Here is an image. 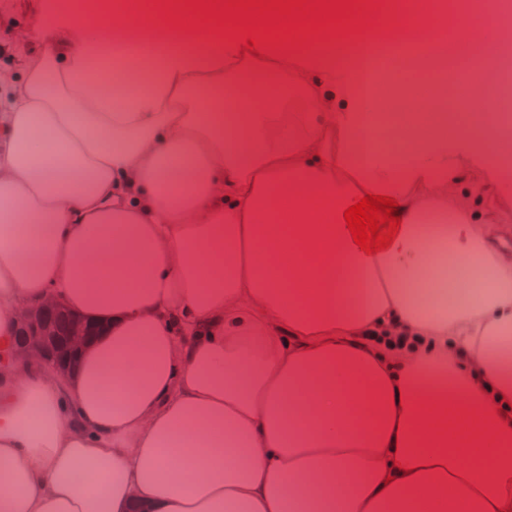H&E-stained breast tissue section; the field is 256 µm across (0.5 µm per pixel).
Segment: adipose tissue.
<instances>
[{
	"instance_id": "1",
	"label": "adipose tissue",
	"mask_w": 512,
	"mask_h": 512,
	"mask_svg": "<svg viewBox=\"0 0 512 512\" xmlns=\"http://www.w3.org/2000/svg\"><path fill=\"white\" fill-rule=\"evenodd\" d=\"M504 48L498 0L469 18ZM152 38L60 11L0 67V512H512L511 170L502 104L376 150L366 51L164 42L143 88L95 68ZM274 76L270 110L209 107ZM399 203L366 253L344 213ZM267 259H260V252ZM103 325L60 374L17 309Z\"/></svg>"
}]
</instances>
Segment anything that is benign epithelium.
I'll use <instances>...</instances> for the list:
<instances>
[{"instance_id":"1","label":"benign epithelium","mask_w":512,"mask_h":512,"mask_svg":"<svg viewBox=\"0 0 512 512\" xmlns=\"http://www.w3.org/2000/svg\"><path fill=\"white\" fill-rule=\"evenodd\" d=\"M63 312L54 298L19 314V327L24 339L16 345L19 357L46 363L53 367L70 366L82 347L95 335L94 329L79 317H69L64 335L49 332V315Z\"/></svg>"}]
</instances>
